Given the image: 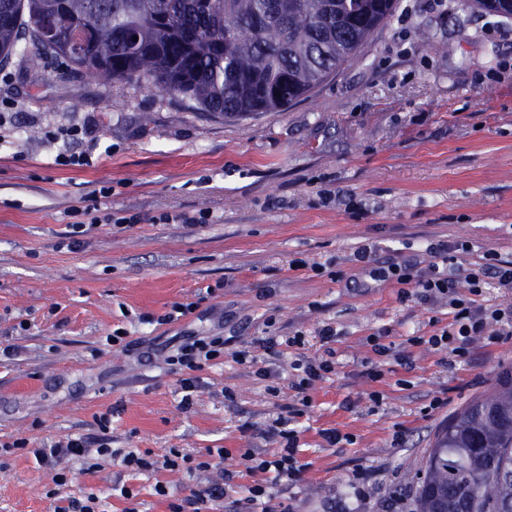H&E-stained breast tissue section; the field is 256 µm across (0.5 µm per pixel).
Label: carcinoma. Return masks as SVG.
I'll return each instance as SVG.
<instances>
[{"label":"carcinoma","instance_id":"1","mask_svg":"<svg viewBox=\"0 0 512 512\" xmlns=\"http://www.w3.org/2000/svg\"><path fill=\"white\" fill-rule=\"evenodd\" d=\"M512 16V0H470ZM398 0H0L22 40L106 81L146 82L226 117L284 110L353 59ZM138 40H133V37ZM417 512H512V370L457 413L417 474Z\"/></svg>","mask_w":512,"mask_h":512}]
</instances>
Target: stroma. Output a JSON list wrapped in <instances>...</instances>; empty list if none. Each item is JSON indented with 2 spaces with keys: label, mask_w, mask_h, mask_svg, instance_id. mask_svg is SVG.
I'll return each mask as SVG.
<instances>
[{
  "label": "stroma",
  "mask_w": 512,
  "mask_h": 512,
  "mask_svg": "<svg viewBox=\"0 0 512 512\" xmlns=\"http://www.w3.org/2000/svg\"><path fill=\"white\" fill-rule=\"evenodd\" d=\"M83 124L104 155L57 165L48 134ZM83 205L139 221L92 226L73 247L72 211ZM166 213L208 221L157 223ZM437 240L469 244L471 262L488 250L512 256V17L468 0H400L312 93L243 118L16 50L0 62V350L12 349L0 353V442L106 437L156 458L220 448L208 472L224 481L218 512H240L258 481L243 449L273 456L279 437L259 433L298 403L291 361L330 348L336 369L293 422L302 473L284 493L290 512H416L415 475L438 434L512 368V336L479 338L463 358L415 344L446 303L427 310L371 277L386 261L429 264ZM369 245L371 260L358 261ZM189 302L191 314L157 324ZM118 329L135 350L107 345ZM379 331L397 352L382 363L368 345ZM217 333L224 356L182 408L165 357L186 337ZM296 333L301 345L279 354L260 343ZM238 351L249 361H235ZM436 398L443 406L430 409ZM326 429L344 442L329 446ZM63 468L74 474L64 495L95 497L96 512H169L195 487L183 472L118 461ZM359 471L370 476L363 492ZM54 488L24 451L0 455V512H53Z\"/></svg>",
  "instance_id": "1"
}]
</instances>
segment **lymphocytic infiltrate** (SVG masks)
Returning a JSON list of instances; mask_svg holds the SVG:
<instances>
[{
    "instance_id": "obj_1",
    "label": "lymphocytic infiltrate",
    "mask_w": 512,
    "mask_h": 512,
    "mask_svg": "<svg viewBox=\"0 0 512 512\" xmlns=\"http://www.w3.org/2000/svg\"><path fill=\"white\" fill-rule=\"evenodd\" d=\"M51 142L62 143V150L56 155L55 162L61 166H83L90 164L92 152L98 146L97 139L91 138L85 127L74 125L57 131L50 137ZM86 142V149L73 152L77 142ZM459 244L441 241L429 245L428 251L434 261L425 275L414 272L412 263H392L377 268L378 277L396 281L400 286L401 299L417 298L427 305H435L439 300L448 302V323L439 326L437 318H430L434 332L427 344L430 349L445 351L455 357L469 355L470 345L479 337H497L505 335L507 327L512 326V306L490 307L482 300L483 289L488 280H496L499 286L512 288V259L503 258L494 251L485 252L469 266H462L458 260ZM224 339L220 336L191 337L180 344L166 362L173 372L179 373V388L183 393V406H190L193 395L200 386L198 373L210 362L223 358ZM282 440V446L274 459L256 456L254 449H246L242 455L246 469L250 473H273L275 480L295 482L301 472L296 454L299 446V432L287 427L283 418H276L269 426ZM29 450L38 468L49 469L54 473L53 481L57 486L67 482L66 474L57 470L59 463L65 460H81L98 456L120 459L125 467L148 471L160 468L184 469L187 475L196 470L205 469V462L190 465L189 455L178 449H170L163 459L157 460L149 453L135 450L121 451L107 444L91 448L84 437H71L63 441L31 449L26 440H17L0 445V451L9 453L15 450Z\"/></svg>"
}]
</instances>
